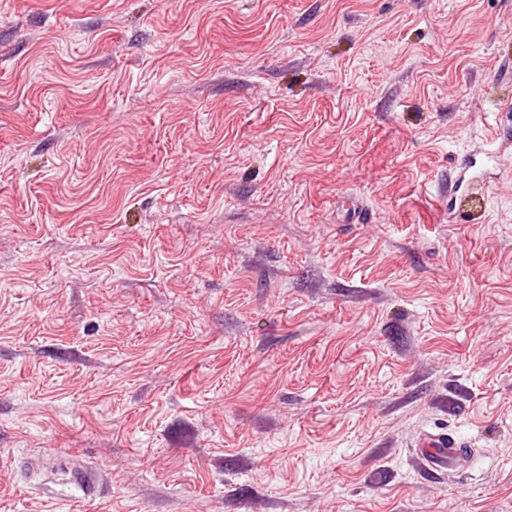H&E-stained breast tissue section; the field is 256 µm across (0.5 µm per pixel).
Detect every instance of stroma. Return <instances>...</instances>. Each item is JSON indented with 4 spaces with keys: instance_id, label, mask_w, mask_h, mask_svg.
Returning <instances> with one entry per match:
<instances>
[{
    "instance_id": "stroma-1",
    "label": "stroma",
    "mask_w": 512,
    "mask_h": 512,
    "mask_svg": "<svg viewBox=\"0 0 512 512\" xmlns=\"http://www.w3.org/2000/svg\"><path fill=\"white\" fill-rule=\"evenodd\" d=\"M509 102L512 0H0V512H512ZM421 456L427 469H450L456 466L463 456L465 445L448 433L429 434L418 443Z\"/></svg>"
}]
</instances>
